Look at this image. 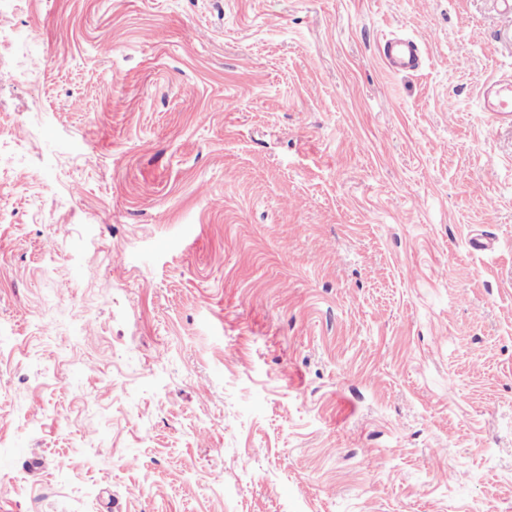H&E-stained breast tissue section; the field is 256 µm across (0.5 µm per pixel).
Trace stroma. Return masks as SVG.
Returning a JSON list of instances; mask_svg holds the SVG:
<instances>
[{
  "instance_id": "35a3bbf8",
  "label": "stroma",
  "mask_w": 512,
  "mask_h": 512,
  "mask_svg": "<svg viewBox=\"0 0 512 512\" xmlns=\"http://www.w3.org/2000/svg\"><path fill=\"white\" fill-rule=\"evenodd\" d=\"M8 4L0 512H512L498 0ZM378 50L385 64L396 72H415L423 63L420 47L413 39H385ZM482 112L496 123L512 121V71L491 78L482 95Z\"/></svg>"
}]
</instances>
